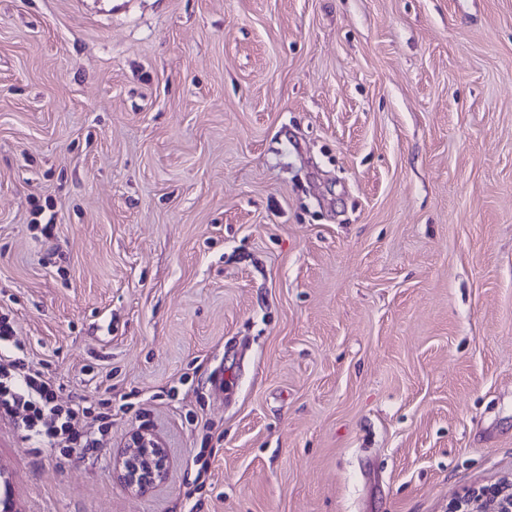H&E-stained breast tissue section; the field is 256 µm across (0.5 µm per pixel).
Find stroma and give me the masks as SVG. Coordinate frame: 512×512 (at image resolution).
<instances>
[{"label":"stroma","instance_id":"stroma-1","mask_svg":"<svg viewBox=\"0 0 512 512\" xmlns=\"http://www.w3.org/2000/svg\"><path fill=\"white\" fill-rule=\"evenodd\" d=\"M18 512H448L512 483V0H0ZM165 447L131 492L130 435ZM8 314H0V416L21 424L26 437L59 448V464L70 460L77 450L96 449V422L108 418L95 412L86 397L69 406L58 404L61 385L48 372L26 362L22 348L14 341ZM166 449L155 435L136 431L130 437L128 449L121 454L118 465L122 468L127 487L135 492L149 489L165 473Z\"/></svg>","mask_w":512,"mask_h":512}]
</instances>
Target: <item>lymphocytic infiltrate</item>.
<instances>
[{
	"mask_svg": "<svg viewBox=\"0 0 512 512\" xmlns=\"http://www.w3.org/2000/svg\"><path fill=\"white\" fill-rule=\"evenodd\" d=\"M20 351L9 317L1 313L0 416L21 424L28 439L58 448L61 460L96 448L95 425L104 420V413L84 397L60 406L54 377L26 362Z\"/></svg>",
	"mask_w": 512,
	"mask_h": 512,
	"instance_id": "obj_1",
	"label": "lymphocytic infiltrate"
}]
</instances>
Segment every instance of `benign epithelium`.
<instances>
[{
  "instance_id": "obj_1",
  "label": "benign epithelium",
  "mask_w": 512,
  "mask_h": 512,
  "mask_svg": "<svg viewBox=\"0 0 512 512\" xmlns=\"http://www.w3.org/2000/svg\"><path fill=\"white\" fill-rule=\"evenodd\" d=\"M167 461L166 449L155 435L136 431L130 437L128 449L121 454L118 465L124 472L127 487L143 492L161 480ZM482 499L488 512H512V491L498 488L493 493L477 492L463 495L452 503L449 512H474V500Z\"/></svg>"
}]
</instances>
